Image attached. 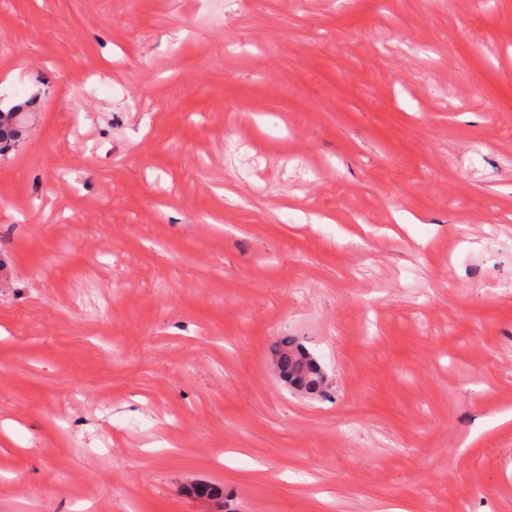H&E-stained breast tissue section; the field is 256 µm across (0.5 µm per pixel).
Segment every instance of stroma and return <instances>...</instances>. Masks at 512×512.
Listing matches in <instances>:
<instances>
[{
    "instance_id": "35a3bbf8",
    "label": "stroma",
    "mask_w": 512,
    "mask_h": 512,
    "mask_svg": "<svg viewBox=\"0 0 512 512\" xmlns=\"http://www.w3.org/2000/svg\"><path fill=\"white\" fill-rule=\"evenodd\" d=\"M14 106L0 512H512V0H0ZM276 367L281 377H287L288 382L300 380L303 392L308 395L324 391L318 366L321 365L301 346L288 339H283L275 348Z\"/></svg>"
}]
</instances>
